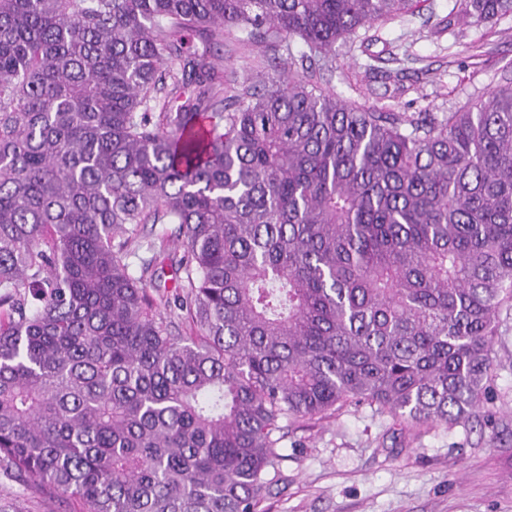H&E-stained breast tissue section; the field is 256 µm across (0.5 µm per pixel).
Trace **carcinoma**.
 Wrapping results in <instances>:
<instances>
[{
    "mask_svg": "<svg viewBox=\"0 0 512 512\" xmlns=\"http://www.w3.org/2000/svg\"><path fill=\"white\" fill-rule=\"evenodd\" d=\"M418 3L0 0V465L85 512H259L292 421H470L512 307V86L440 119L322 84ZM233 31L303 50L226 96Z\"/></svg>",
    "mask_w": 512,
    "mask_h": 512,
    "instance_id": "carcinoma-1",
    "label": "carcinoma"
}]
</instances>
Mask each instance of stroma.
Segmentation results:
<instances>
[{
	"label": "stroma",
	"mask_w": 512,
	"mask_h": 512,
	"mask_svg": "<svg viewBox=\"0 0 512 512\" xmlns=\"http://www.w3.org/2000/svg\"><path fill=\"white\" fill-rule=\"evenodd\" d=\"M459 0L373 25L381 70L340 47L324 78L341 98L382 112L442 117L512 83V16L492 28L444 22ZM226 87L265 83L288 67L285 49L265 43L213 56ZM494 377L483 406L450 430L401 431L373 407L349 406L288 428L284 459L263 491V512H512V310L501 314ZM79 500L23 482L0 466V512H82Z\"/></svg>",
	"instance_id": "stroma-1"
}]
</instances>
